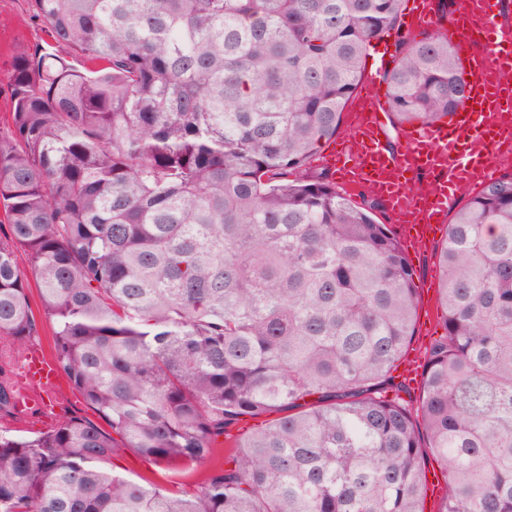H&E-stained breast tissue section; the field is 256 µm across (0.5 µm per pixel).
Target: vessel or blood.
Instances as JSON below:
<instances>
[{
    "mask_svg": "<svg viewBox=\"0 0 512 512\" xmlns=\"http://www.w3.org/2000/svg\"><path fill=\"white\" fill-rule=\"evenodd\" d=\"M501 11L500 0H455L440 25L432 0H411L404 25L438 26L463 56L466 101L447 125L419 126L407 133L398 152L387 151L383 141L388 137L384 98L389 63L378 56L355 98L353 135L337 140L325 156L343 185L364 187L388 207L406 251H415L443 231L461 186L497 176L496 170L482 163L481 155L500 144L492 127L496 111L512 106V83L495 86L488 80L493 71L512 72V25L500 21ZM422 174L430 178L429 189L411 196L408 183ZM25 376L48 391L60 383L53 363L38 356L30 358Z\"/></svg>",
    "mask_w": 512,
    "mask_h": 512,
    "instance_id": "vessel-or-blood-1",
    "label": "vessel or blood"
}]
</instances>
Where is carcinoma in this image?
<instances>
[{
    "label": "carcinoma",
    "mask_w": 512,
    "mask_h": 512,
    "mask_svg": "<svg viewBox=\"0 0 512 512\" xmlns=\"http://www.w3.org/2000/svg\"><path fill=\"white\" fill-rule=\"evenodd\" d=\"M31 4L46 39L0 126V335H36L33 276L57 372L111 431H0V512H423L430 457L438 512H512V173L447 225L414 415L392 376L413 263L379 202L312 165L391 33L393 123L452 114L447 37L403 34V0ZM272 412L192 489L107 467L199 466ZM109 468L143 484L168 486L170 477L159 465H155L131 451H124L112 457Z\"/></svg>",
    "instance_id": "cac0c4a2"
}]
</instances>
